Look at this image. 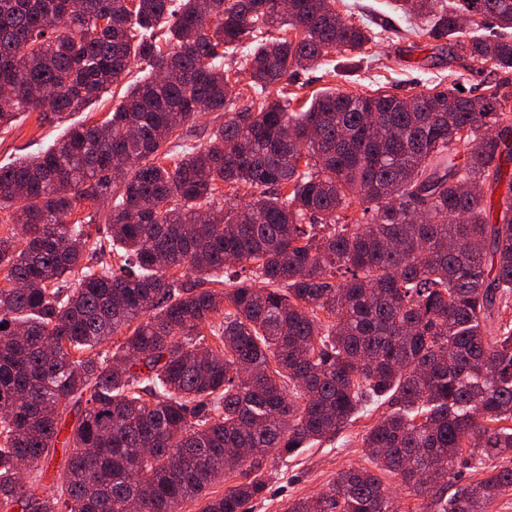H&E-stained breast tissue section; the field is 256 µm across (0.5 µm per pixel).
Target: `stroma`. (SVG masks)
I'll list each match as a JSON object with an SVG mask.
<instances>
[{
	"label": "stroma",
	"mask_w": 512,
	"mask_h": 512,
	"mask_svg": "<svg viewBox=\"0 0 512 512\" xmlns=\"http://www.w3.org/2000/svg\"><path fill=\"white\" fill-rule=\"evenodd\" d=\"M336 10L345 19L369 25L376 36L365 47L363 63L354 68H346L339 56L334 64L299 72L288 90L301 100L327 88L409 95L439 83L462 86L464 95L473 96L496 85L502 93L499 110L512 119V71L485 69L478 64L467 69L432 57V41L423 34L421 22L403 18L394 10L393 0H336ZM123 92V85L113 86L84 111L61 120L39 112L25 114L8 131H0V165L46 150L66 126L103 121L118 106ZM390 410L387 399H379L336 435L291 453L269 456L264 463L267 489L261 498L247 504V512H284L288 502L328 490L339 472L351 467L371 468L363 438Z\"/></svg>",
	"instance_id": "1"
}]
</instances>
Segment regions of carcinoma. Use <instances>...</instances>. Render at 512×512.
I'll use <instances>...</instances> for the list:
<instances>
[{"instance_id": "cac0c4a2", "label": "carcinoma", "mask_w": 512, "mask_h": 512, "mask_svg": "<svg viewBox=\"0 0 512 512\" xmlns=\"http://www.w3.org/2000/svg\"><path fill=\"white\" fill-rule=\"evenodd\" d=\"M207 2L0 0V129L79 112L144 63L102 124L0 165V512H178L237 469L245 481L201 512H245L268 453L328 438L383 396L394 410L364 438L376 467L440 501L464 449L506 460L445 510L486 512L512 490V325L495 324L512 295V122L498 87L325 89L293 109L284 85L333 52L362 58L370 28L336 0ZM397 2L456 56L512 69V0ZM241 47L243 69L224 63ZM200 112L226 118L188 147ZM224 185L251 201L200 218ZM108 195L107 211L69 221ZM355 205L370 223L348 222ZM99 220L123 250L115 267L96 260ZM59 447L65 470L44 485ZM285 512L396 509L352 468Z\"/></svg>"}]
</instances>
